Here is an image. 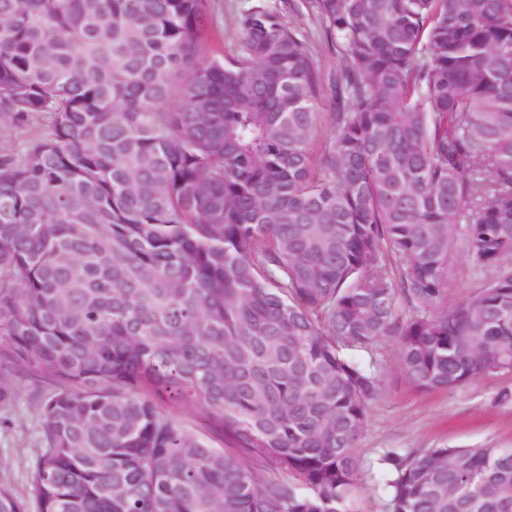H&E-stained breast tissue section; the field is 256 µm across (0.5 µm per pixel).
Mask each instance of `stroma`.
I'll use <instances>...</instances> for the list:
<instances>
[{
  "instance_id": "stroma-1",
  "label": "stroma",
  "mask_w": 512,
  "mask_h": 512,
  "mask_svg": "<svg viewBox=\"0 0 512 512\" xmlns=\"http://www.w3.org/2000/svg\"><path fill=\"white\" fill-rule=\"evenodd\" d=\"M284 21L310 42L322 81H329L343 59L329 47L319 20L307 0H269ZM249 0H214L207 26V53L232 55L235 18ZM466 252L465 226H454V248L448 267V300L473 297L490 278ZM399 336L385 337L370 356L377 367L379 394L357 444L359 455L353 504L355 512H387L388 474L379 458L394 448L407 453L427 448H512V372L474 381L452 390H422L414 385L402 362ZM0 383L12 397L0 405V484L20 499L28 497L32 467L42 446L41 401L53 389L51 379L27 370L10 343L0 338Z\"/></svg>"
}]
</instances>
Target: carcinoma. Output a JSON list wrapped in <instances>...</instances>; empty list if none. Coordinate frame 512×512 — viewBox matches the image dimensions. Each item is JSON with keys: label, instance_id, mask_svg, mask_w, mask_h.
<instances>
[{"label": "carcinoma", "instance_id": "cac0c4a2", "mask_svg": "<svg viewBox=\"0 0 512 512\" xmlns=\"http://www.w3.org/2000/svg\"><path fill=\"white\" fill-rule=\"evenodd\" d=\"M211 2L0 0V126L37 129L0 144V337L55 382L37 512H353L355 353L401 336L423 390L512 371V0H310L327 113L266 0L204 57ZM461 222L495 275L450 304ZM503 452L384 453L388 512H512ZM164 407L174 415L183 426L202 436L212 448L220 451L229 450V448L224 447V438L211 431L207 419L202 412L173 401H168L164 404Z\"/></svg>", "mask_w": 512, "mask_h": 512}]
</instances>
